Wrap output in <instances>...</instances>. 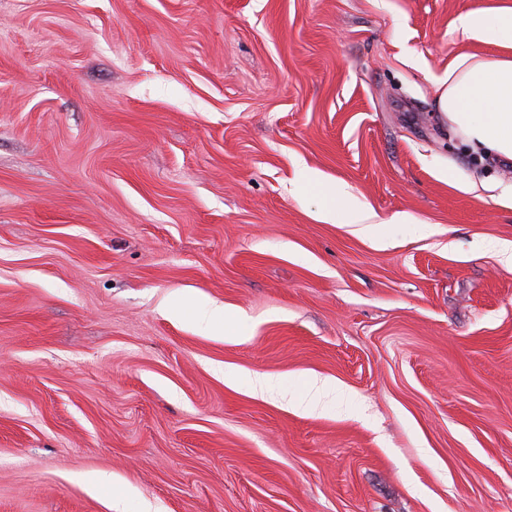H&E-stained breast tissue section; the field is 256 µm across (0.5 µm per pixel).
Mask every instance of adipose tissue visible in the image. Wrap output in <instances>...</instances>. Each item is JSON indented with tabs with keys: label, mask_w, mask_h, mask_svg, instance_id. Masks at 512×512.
<instances>
[{
	"label": "adipose tissue",
	"mask_w": 512,
	"mask_h": 512,
	"mask_svg": "<svg viewBox=\"0 0 512 512\" xmlns=\"http://www.w3.org/2000/svg\"><path fill=\"white\" fill-rule=\"evenodd\" d=\"M473 36L506 47L507 55L461 56L437 84L435 108L478 159L512 162V9L491 14L482 9L460 19Z\"/></svg>",
	"instance_id": "adipose-tissue-1"
}]
</instances>
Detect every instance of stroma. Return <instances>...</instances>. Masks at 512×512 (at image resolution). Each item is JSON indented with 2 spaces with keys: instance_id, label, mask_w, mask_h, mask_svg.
<instances>
[{
  "instance_id": "stroma-1",
  "label": "stroma",
  "mask_w": 512,
  "mask_h": 512,
  "mask_svg": "<svg viewBox=\"0 0 512 512\" xmlns=\"http://www.w3.org/2000/svg\"><path fill=\"white\" fill-rule=\"evenodd\" d=\"M475 9L0 0V512H512V163L435 110ZM330 195L336 197V207L327 208L320 212L319 219L327 224H375L367 223L371 216L354 207L349 202L350 194L344 186L327 188ZM198 318L214 329L224 330L232 321L238 318V315L232 314L224 307H212L200 310Z\"/></svg>"
}]
</instances>
